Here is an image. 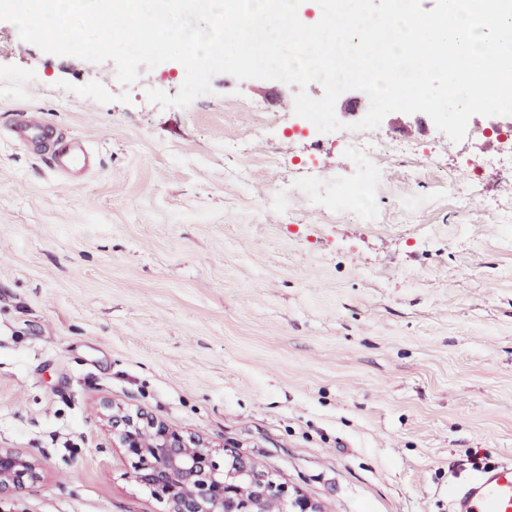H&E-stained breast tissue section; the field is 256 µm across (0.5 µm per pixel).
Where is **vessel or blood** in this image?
<instances>
[{
  "label": "vessel or blood",
  "instance_id": "vessel-or-blood-1",
  "mask_svg": "<svg viewBox=\"0 0 512 512\" xmlns=\"http://www.w3.org/2000/svg\"><path fill=\"white\" fill-rule=\"evenodd\" d=\"M11 132L19 142L40 147L55 171L70 175L96 164L95 155L84 142L53 136L39 113H20ZM450 503L452 512H512V464H498L452 486Z\"/></svg>",
  "mask_w": 512,
  "mask_h": 512
}]
</instances>
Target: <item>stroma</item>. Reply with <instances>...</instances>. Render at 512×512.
Returning a JSON list of instances; mask_svg holds the SVG:
<instances>
[{
    "label": "stroma",
    "mask_w": 512,
    "mask_h": 512,
    "mask_svg": "<svg viewBox=\"0 0 512 512\" xmlns=\"http://www.w3.org/2000/svg\"><path fill=\"white\" fill-rule=\"evenodd\" d=\"M112 61L55 56L0 21V448L43 479L0 512H166L99 412L143 413L255 462L322 512H448L449 483L512 461V148L491 145L497 206L455 196L474 147L393 112L350 222L302 188L363 173L339 132L253 103L298 88L213 78L189 106L130 87ZM102 84V104L60 81ZM129 93L130 103L120 100ZM88 142L63 183L11 133L17 113ZM455 182V194L436 185ZM373 178V173H371L369 179L362 183L361 185H359L356 193L354 191H350L349 193L346 194L348 201L349 216L351 221H353L354 223H361L371 218L370 212L366 208L358 205V199L360 196H367L369 194L368 187ZM352 197L354 198V202H352Z\"/></svg>",
    "instance_id": "stroma-1"
}]
</instances>
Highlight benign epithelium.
I'll return each mask as SVG.
<instances>
[{
  "label": "benign epithelium",
  "mask_w": 512,
  "mask_h": 512,
  "mask_svg": "<svg viewBox=\"0 0 512 512\" xmlns=\"http://www.w3.org/2000/svg\"><path fill=\"white\" fill-rule=\"evenodd\" d=\"M106 409L113 441L131 461L133 478L165 501L168 512H269L272 502L280 512H321L251 462L222 460L203 441L153 418ZM41 478L32 454L0 448V500Z\"/></svg>",
  "instance_id": "benign-epithelium-1"
}]
</instances>
